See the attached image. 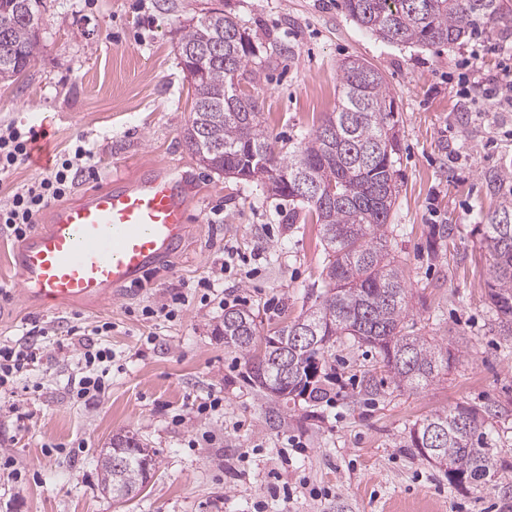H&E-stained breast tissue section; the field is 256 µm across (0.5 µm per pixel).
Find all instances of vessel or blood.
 Returning a JSON list of instances; mask_svg holds the SVG:
<instances>
[{"mask_svg": "<svg viewBox=\"0 0 512 512\" xmlns=\"http://www.w3.org/2000/svg\"><path fill=\"white\" fill-rule=\"evenodd\" d=\"M188 215L168 173L88 190L15 253L13 288L43 305L110 301L185 240Z\"/></svg>", "mask_w": 512, "mask_h": 512, "instance_id": "b4317fda", "label": "vessel or blood"}]
</instances>
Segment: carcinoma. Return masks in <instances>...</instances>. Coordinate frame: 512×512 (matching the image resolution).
<instances>
[{"instance_id":"obj_1","label":"carcinoma","mask_w":512,"mask_h":512,"mask_svg":"<svg viewBox=\"0 0 512 512\" xmlns=\"http://www.w3.org/2000/svg\"><path fill=\"white\" fill-rule=\"evenodd\" d=\"M42 0H0V82L29 69L39 53ZM359 27L396 44L454 45L512 14V0H343ZM205 58L194 80V105L185 142L207 169L226 178L265 175L273 194L306 210L325 253L321 288L295 320L262 337L248 309L224 312V345L252 363L250 379L276 403L325 391L323 362L336 340L347 338L374 354L383 372L368 375L362 390L377 395L422 389L448 373V346L409 323L405 270L391 254L389 223L399 194L398 107L382 73L363 59L340 66L336 109L283 156L275 151L261 106L246 87L265 70L249 33L220 9L184 27L178 49ZM491 264L487 296L498 334L512 337V200L475 225ZM496 411L457 406L439 409L409 430L406 447L445 470L458 485L489 487L512 499L500 473L512 463L490 448L488 424ZM112 459L98 464L102 489L130 501L146 487L156 452L134 435L116 434Z\"/></svg>"}]
</instances>
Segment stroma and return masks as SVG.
I'll use <instances>...</instances> for the list:
<instances>
[{
	"mask_svg": "<svg viewBox=\"0 0 512 512\" xmlns=\"http://www.w3.org/2000/svg\"><path fill=\"white\" fill-rule=\"evenodd\" d=\"M41 52L15 82L0 83V126L35 125L52 151L85 138L97 148L95 178L169 171L190 201L181 248L112 303L40 306L12 294L0 304V344L26 323L46 326L48 346L22 380L17 409L0 402V512H512L484 487L451 484L406 447L409 429L438 409L496 404L492 444L512 460V338L500 336L487 297L491 260L475 224L512 194H490L486 174L512 169V109L481 93L461 95L451 77L472 41L429 47L383 42L361 30L342 0H44ZM219 8L249 32L270 66L250 92L281 152L291 151L336 107L339 67L350 57L386 78L399 108L400 194L389 248L401 260L419 334L447 344L454 360L429 387L365 395L378 373L373 352L341 339L328 364V400L280 407L249 378L242 354L215 332L224 311L198 297L175 318L142 316L203 277L222 275L224 296L252 310L261 331L297 318L321 286L316 225L295 215L268 181L230 179L200 166L183 139L193 90L178 58L183 26ZM247 263L221 269L224 247ZM111 331L97 334L103 323ZM114 354L111 386L77 402L80 337ZM224 400L222 411L196 414ZM156 452L145 490L119 503L102 491L97 461L114 434ZM210 434L209 444L194 439ZM289 486L290 500L272 493Z\"/></svg>",
	"mask_w": 512,
	"mask_h": 512,
	"instance_id": "1",
	"label": "stroma"
}]
</instances>
